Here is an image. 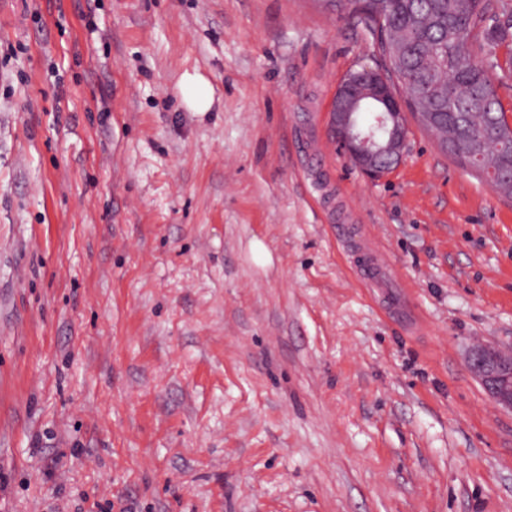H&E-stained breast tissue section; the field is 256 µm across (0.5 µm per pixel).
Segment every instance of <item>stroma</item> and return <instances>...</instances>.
Segmentation results:
<instances>
[{
  "instance_id": "stroma-1",
  "label": "stroma",
  "mask_w": 512,
  "mask_h": 512,
  "mask_svg": "<svg viewBox=\"0 0 512 512\" xmlns=\"http://www.w3.org/2000/svg\"><path fill=\"white\" fill-rule=\"evenodd\" d=\"M377 61L318 0H0V512H512V199L415 123L310 167ZM467 366L493 403L512 410V353L476 344L468 353Z\"/></svg>"
}]
</instances>
